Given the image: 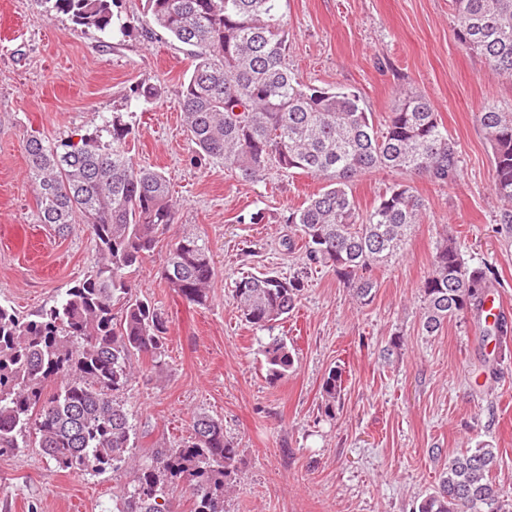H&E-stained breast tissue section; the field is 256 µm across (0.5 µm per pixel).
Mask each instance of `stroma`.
Masks as SVG:
<instances>
[{
	"label": "stroma",
	"instance_id": "35a3bbf8",
	"mask_svg": "<svg viewBox=\"0 0 512 512\" xmlns=\"http://www.w3.org/2000/svg\"><path fill=\"white\" fill-rule=\"evenodd\" d=\"M282 12L299 81L357 91L379 127L400 89L416 90L457 143V183L410 177L423 219L403 259L373 270L372 302L360 304L328 269L305 271L298 234L282 221L322 189L320 179L274 169L250 183L198 156L179 107L187 46L138 30L122 39L83 32L35 0H0V304L23 315L52 306L98 260L86 225L61 235L40 223L27 136L61 140L126 113L131 156L164 172L178 208L172 230L130 277L132 295L155 301L170 326L163 367L142 356L131 363L123 400L137 432L134 463L186 441L192 416L204 412L223 420L240 451L226 512H413L448 459L479 441L496 448L497 479L512 497V357L492 379L494 343L476 319L454 320L436 336L419 327V286L445 224L466 259L496 264L492 293L512 313V246L498 226L492 151L473 120L485 106L512 110V81L458 42L451 0H282ZM144 83L162 91L146 109L131 102ZM258 210L264 223H246ZM182 231L212 249L216 276L203 306L156 276ZM260 272L304 282L294 311L270 331L250 327L232 297L242 275ZM274 336L295 362L272 383L261 349ZM335 367L344 397L329 418L321 385ZM132 476L125 466L70 473L39 448H22L0 455V512H112Z\"/></svg>",
	"mask_w": 512,
	"mask_h": 512
}]
</instances>
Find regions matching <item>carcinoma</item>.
Instances as JSON below:
<instances>
[{
	"mask_svg": "<svg viewBox=\"0 0 512 512\" xmlns=\"http://www.w3.org/2000/svg\"><path fill=\"white\" fill-rule=\"evenodd\" d=\"M45 12L63 14L80 30L126 35L128 18L116 0H37ZM456 36L489 69L512 79V0H452ZM147 34L161 30L189 47L192 70L180 85L179 107L198 153L224 163L246 182L269 171L301 170L325 187L288 211L304 246L305 266L327 268L362 305L372 302L373 269L403 255L424 203L405 182L392 184L372 210L358 211L351 187L382 170L421 174L432 182L459 178L456 142L431 101L405 90L383 129L374 126L360 96L347 88L300 82L288 67V29L281 0H144L136 21ZM148 106L161 96L155 85L133 89ZM473 119L492 150V193L501 204L499 224L512 233V111L484 107ZM133 126L121 112L102 118L91 132L50 141H25L28 177L36 188L39 220L58 231L81 218L94 237L99 261L55 305L29 316L0 304V453L37 443L55 465L73 473H101L130 459L136 430L122 403L130 362L165 356L168 317L147 299L129 296V274L175 223L177 208L162 172L129 156ZM214 277L208 242L194 233L172 240L160 279L188 303L204 305ZM498 283L494 263L464 258L457 236L443 225L431 272L419 288L420 330L437 336L448 322L482 317ZM303 280L274 273L243 276L233 299L256 330H271L295 308ZM122 303L121 316L114 313ZM505 357L512 325L505 318L482 327ZM268 380L294 366L286 341L262 349ZM342 372L322 384L325 415L343 397ZM190 440L160 448L138 465L133 485L116 498L115 512H169L165 489L185 484L192 512H225L233 491L239 448L224 435V422L192 417ZM493 446L479 442L448 460L415 512H506Z\"/></svg>",
	"mask_w": 512,
	"mask_h": 512,
	"instance_id": "1",
	"label": "carcinoma"
}]
</instances>
